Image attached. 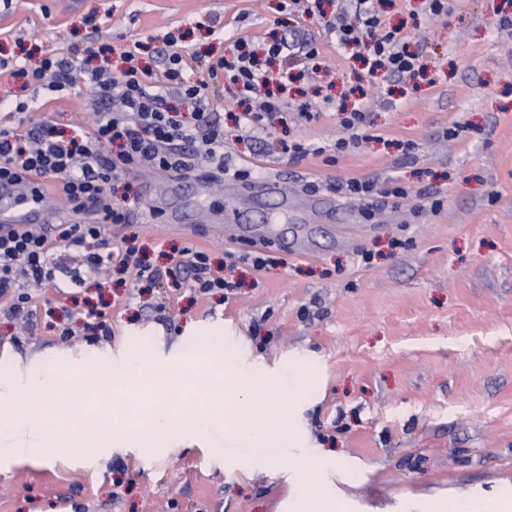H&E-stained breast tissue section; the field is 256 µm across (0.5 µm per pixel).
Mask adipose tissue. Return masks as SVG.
<instances>
[{"label":"adipose tissue","mask_w":512,"mask_h":512,"mask_svg":"<svg viewBox=\"0 0 512 512\" xmlns=\"http://www.w3.org/2000/svg\"><path fill=\"white\" fill-rule=\"evenodd\" d=\"M203 356L218 366L208 383L211 400L224 409L226 438L254 448L276 447L286 456L298 452L303 429L296 419L295 406L304 396L308 379L289 373L287 384L276 389L279 403L271 406L258 397L263 376L258 370L242 369L223 342L206 343Z\"/></svg>","instance_id":"adipose-tissue-1"}]
</instances>
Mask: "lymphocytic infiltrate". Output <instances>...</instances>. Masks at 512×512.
<instances>
[{
    "label": "lymphocytic infiltrate",
    "instance_id": "obj_1",
    "mask_svg": "<svg viewBox=\"0 0 512 512\" xmlns=\"http://www.w3.org/2000/svg\"><path fill=\"white\" fill-rule=\"evenodd\" d=\"M367 2L355 0L353 20L333 26L339 44L364 50L374 66L387 67L399 76H417L416 56L408 53L398 31L381 29L378 14ZM164 55L160 72L141 67L132 49L123 50L125 66L120 72L102 67L91 71L84 80L91 89L89 132L69 136L50 119L0 129V180H13L38 196L44 193L45 180H53L54 191L72 211L87 210L94 216L90 222L57 224L49 230L37 224L0 234V309L11 320L32 323L40 306V289L59 287L65 278L77 284L84 274L104 269L128 275L137 285L153 287L168 277L173 287L190 281L205 293L233 288L234 264L213 266L208 251L181 250L163 272L139 259L130 238L116 241L102 232L103 225L130 219L129 204L110 193L112 180L130 170L143 166L182 170L193 151L223 170L224 126L207 106L208 82L219 73L232 70L241 96L259 102V111L242 114L249 127L273 123L281 113L280 102L269 91V76L257 71L250 57L240 56L233 65L217 60L207 79L192 82L184 76L188 63L180 52L169 48ZM12 71L54 94L81 81L74 68L56 59L44 60L31 70L0 60L1 73ZM173 92L188 104V111L168 104ZM55 248L85 249L84 270L48 266L47 255Z\"/></svg>",
    "mask_w": 512,
    "mask_h": 512
}]
</instances>
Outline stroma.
<instances>
[{
	"instance_id": "obj_1",
	"label": "stroma",
	"mask_w": 512,
	"mask_h": 512,
	"mask_svg": "<svg viewBox=\"0 0 512 512\" xmlns=\"http://www.w3.org/2000/svg\"><path fill=\"white\" fill-rule=\"evenodd\" d=\"M336 0H311L292 12L284 0H0V59L64 58L93 68L100 46L138 45L159 69L167 35L188 60L192 81L240 49L265 58L277 40L292 55L269 63L286 73L281 93L287 127L237 129V87L220 80L210 108L224 122L225 163L251 181L280 179L289 192L332 199L333 211L295 223L268 199L254 220H270L311 242L312 256L257 270L238 264L240 288L205 295L86 279L76 291L112 307L110 341L62 342L38 314L31 334L0 316V388L16 416L40 419L28 400L29 376L80 368L107 356L146 353L203 379L213 363L190 346L219 339L241 362L272 380L311 376L301 420L310 452L334 457L317 480L298 484L296 459L273 455L248 471L229 457L263 456L224 439V411L190 402L207 418L203 453L180 438L158 454L116 448L91 460L66 454L43 461L0 460V512H286L295 489L335 493L343 512H419L434 496L470 500L512 495V0H450L434 15L428 0L381 5L383 29L400 30L422 73L405 82L387 70L368 74L362 55L329 31ZM246 47H239V40ZM316 55H309V48ZM90 91L77 84L55 104L59 127L89 130ZM368 140L337 150L352 109ZM314 147L292 162L286 142ZM146 171L113 182L133 198L126 224L104 225L112 238L135 237L144 259L163 267L174 248L208 250L220 262L248 244L227 236L197 239L180 228L153 232L161 212L145 189ZM374 180L371 206L347 201L343 180ZM408 198L389 195L391 180ZM353 228L346 240L332 228ZM401 247H391L392 239ZM374 255L370 266L361 252Z\"/></svg>"
}]
</instances>
